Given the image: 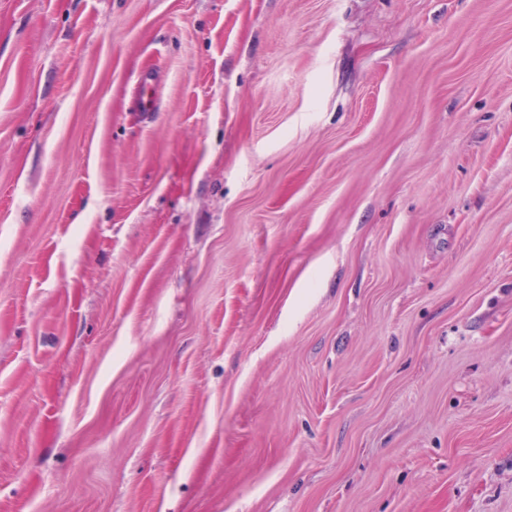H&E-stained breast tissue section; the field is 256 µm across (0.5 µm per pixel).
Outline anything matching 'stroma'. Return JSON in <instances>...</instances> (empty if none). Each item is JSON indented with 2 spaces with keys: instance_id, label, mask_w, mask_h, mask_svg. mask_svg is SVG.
I'll list each match as a JSON object with an SVG mask.
<instances>
[{
  "instance_id": "obj_1",
  "label": "stroma",
  "mask_w": 512,
  "mask_h": 512,
  "mask_svg": "<svg viewBox=\"0 0 512 512\" xmlns=\"http://www.w3.org/2000/svg\"><path fill=\"white\" fill-rule=\"evenodd\" d=\"M0 512H512V0H0Z\"/></svg>"
}]
</instances>
